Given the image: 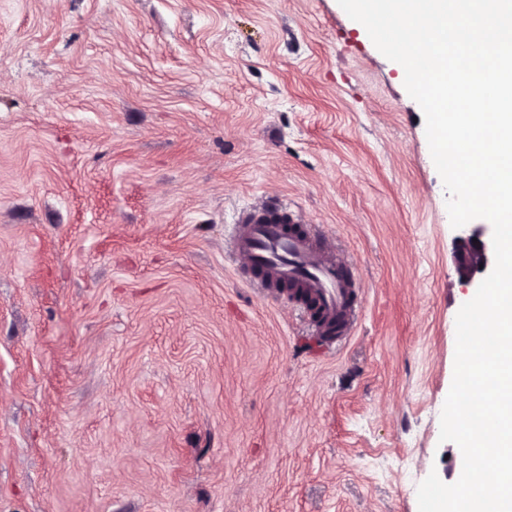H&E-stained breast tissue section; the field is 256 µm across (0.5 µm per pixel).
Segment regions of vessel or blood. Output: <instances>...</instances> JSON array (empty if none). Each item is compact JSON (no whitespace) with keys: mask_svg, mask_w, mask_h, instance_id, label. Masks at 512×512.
<instances>
[{"mask_svg":"<svg viewBox=\"0 0 512 512\" xmlns=\"http://www.w3.org/2000/svg\"><path fill=\"white\" fill-rule=\"evenodd\" d=\"M227 252L241 282L259 293L286 297L316 336L353 335L360 313L359 283L344 251L309 225L262 221L232 225Z\"/></svg>","mask_w":512,"mask_h":512,"instance_id":"obj_1","label":"vessel or blood"}]
</instances>
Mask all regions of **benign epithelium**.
Returning a JSON list of instances; mask_svg holds the SVG:
<instances>
[{
    "label": "benign epithelium",
    "instance_id": "7a95c632",
    "mask_svg": "<svg viewBox=\"0 0 512 512\" xmlns=\"http://www.w3.org/2000/svg\"><path fill=\"white\" fill-rule=\"evenodd\" d=\"M493 266L494 250L488 225L463 226L454 252V268L459 282L476 288Z\"/></svg>",
    "mask_w": 512,
    "mask_h": 512
}]
</instances>
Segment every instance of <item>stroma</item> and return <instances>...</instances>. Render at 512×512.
I'll return each mask as SVG.
<instances>
[{"instance_id":"35a3bbf8","label":"stroma","mask_w":512,"mask_h":512,"mask_svg":"<svg viewBox=\"0 0 512 512\" xmlns=\"http://www.w3.org/2000/svg\"><path fill=\"white\" fill-rule=\"evenodd\" d=\"M337 0H0V512H418L457 229L424 114ZM291 210L362 311L311 335L224 257Z\"/></svg>"}]
</instances>
